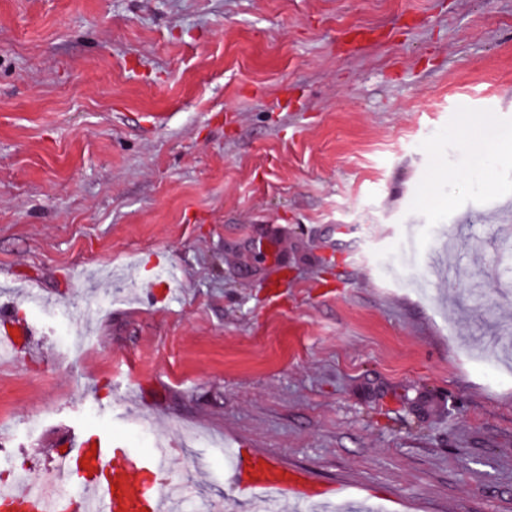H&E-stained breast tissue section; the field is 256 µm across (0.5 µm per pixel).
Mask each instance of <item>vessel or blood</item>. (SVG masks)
I'll use <instances>...</instances> for the list:
<instances>
[{"label":"vessel or blood","instance_id":"1","mask_svg":"<svg viewBox=\"0 0 512 512\" xmlns=\"http://www.w3.org/2000/svg\"><path fill=\"white\" fill-rule=\"evenodd\" d=\"M78 454L89 470H111V478L88 480L74 501L35 489L10 488L0 491V502L13 503L18 512H71L76 504L82 512H166L161 490L171 479L170 449L143 455L92 436ZM228 479L242 494L272 490L299 503L321 502L339 494L335 485L318 484L306 470L283 465L258 449L236 448Z\"/></svg>","mask_w":512,"mask_h":512}]
</instances>
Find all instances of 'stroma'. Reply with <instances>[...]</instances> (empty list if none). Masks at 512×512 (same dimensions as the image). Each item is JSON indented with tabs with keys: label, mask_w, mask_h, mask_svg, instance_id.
Listing matches in <instances>:
<instances>
[{
	"label": "stroma",
	"mask_w": 512,
	"mask_h": 512,
	"mask_svg": "<svg viewBox=\"0 0 512 512\" xmlns=\"http://www.w3.org/2000/svg\"><path fill=\"white\" fill-rule=\"evenodd\" d=\"M510 88L512 0H0L27 483L136 424L180 512H250L241 440L344 501L512 512Z\"/></svg>",
	"instance_id": "stroma-1"
}]
</instances>
